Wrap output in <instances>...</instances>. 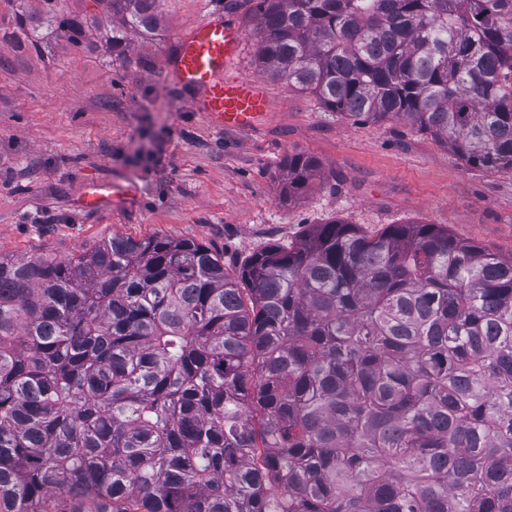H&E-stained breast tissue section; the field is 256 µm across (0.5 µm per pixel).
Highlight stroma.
I'll list each match as a JSON object with an SVG mask.
<instances>
[{
	"instance_id": "35a3bbf8",
	"label": "stroma",
	"mask_w": 512,
	"mask_h": 512,
	"mask_svg": "<svg viewBox=\"0 0 512 512\" xmlns=\"http://www.w3.org/2000/svg\"><path fill=\"white\" fill-rule=\"evenodd\" d=\"M0 0V256L66 260L119 236L192 239L234 269L339 219L376 235L434 224L512 257V169L468 166L407 123H353L257 67V0H160L161 21L113 51L101 0H58L87 18L79 43L41 30L31 46ZM234 17V76L260 82L271 108L251 131L215 125L196 94L168 81L176 37L205 15ZM316 176L281 193L288 157Z\"/></svg>"
}]
</instances>
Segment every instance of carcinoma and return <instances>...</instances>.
<instances>
[{
    "instance_id": "carcinoma-1",
    "label": "carcinoma",
    "mask_w": 512,
    "mask_h": 512,
    "mask_svg": "<svg viewBox=\"0 0 512 512\" xmlns=\"http://www.w3.org/2000/svg\"><path fill=\"white\" fill-rule=\"evenodd\" d=\"M101 2L116 49L158 25ZM255 31L328 111L512 169V0H259ZM0 512H512V259L339 220L232 272L168 238L0 257Z\"/></svg>"
}]
</instances>
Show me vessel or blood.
<instances>
[{"mask_svg":"<svg viewBox=\"0 0 512 512\" xmlns=\"http://www.w3.org/2000/svg\"><path fill=\"white\" fill-rule=\"evenodd\" d=\"M240 45L237 24L223 14H210L177 39L167 75L179 86L198 92V110L216 123L249 130L267 111L269 101L260 83L232 76Z\"/></svg>","mask_w":512,"mask_h":512,"instance_id":"vessel-or-blood-1","label":"vessel or blood"}]
</instances>
